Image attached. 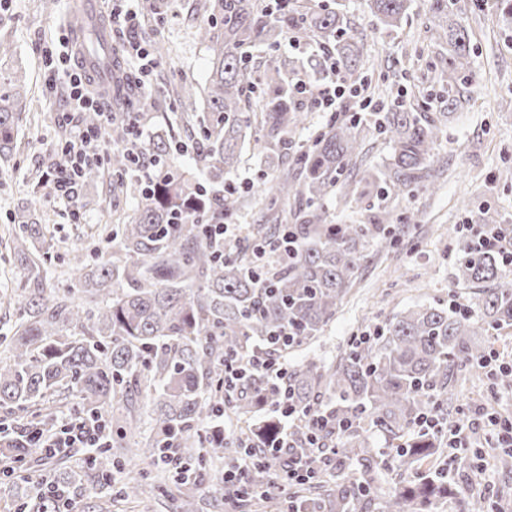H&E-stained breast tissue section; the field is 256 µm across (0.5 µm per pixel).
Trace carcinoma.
Segmentation results:
<instances>
[{"label":"carcinoma","mask_w":512,"mask_h":512,"mask_svg":"<svg viewBox=\"0 0 512 512\" xmlns=\"http://www.w3.org/2000/svg\"><path fill=\"white\" fill-rule=\"evenodd\" d=\"M411 0H366L386 30L408 20ZM429 31L448 45V58L435 71L448 93V111L429 102L405 105L394 99L385 111L361 115L346 107L293 149L290 135L309 123L297 84L288 80L274 56H263L289 37L336 56L353 79L367 66L364 39L347 34L339 6L304 8L298 0L275 9L261 0H196L206 21L196 36L211 52L203 89L205 115L181 117L185 139L159 134L136 144L146 112H128L112 122L108 164L124 191L123 175L146 170L137 181L136 204L122 224H105L97 241L109 257L94 265L79 262L75 284L50 288L42 275L48 259V227L42 216L22 214L6 229L7 243L29 270L20 289H0V312L13 319L0 333L7 353L0 360V412L12 416L43 410L40 429L58 427L56 405L73 401L78 412L104 422L108 444L69 469L26 477V493L16 512H86L84 480L100 483L112 472L128 471L119 496L135 499L140 466L170 463V452L190 461L198 448L232 463L246 445L266 448L282 440L303 455L311 478L288 492L287 512H434V505L461 495L441 469L419 470L444 453V440L417 422L453 399L455 370L480 375L487 346L476 337L488 329L512 328V268L503 263L512 248V225L495 211L479 220L503 232L498 248L477 249L456 242L455 279L479 287L477 310L450 309L440 302L411 306L389 319L367 343L352 341L340 357L325 363L310 358L287 369L284 379L298 412H321L328 420L312 448L307 430L290 428L281 414L278 383L246 373L224 395V366L270 349V340L293 335L288 353L308 347L336 319L353 287L361 262L372 248L393 250L386 232L391 203L416 190L432 192L442 174L438 145L448 116L462 104L470 64L465 9L457 0H427ZM252 48L262 56L247 63ZM261 86L259 110L247 100L251 73ZM17 76L0 71V162L19 151L18 126L26 98ZM192 85L170 84L171 108L193 95ZM261 133L268 166L277 175L265 195V223L248 225L236 240L206 235L204 227L224 220L255 184L240 187L224 173L240 164L241 148L252 131ZM382 137L391 151L374 166H363L371 139ZM200 151L204 179L172 164L176 153ZM339 190L364 204L357 224H333L324 200ZM293 203V223H280V208ZM262 419L245 432L224 435V412ZM0 418V455L28 463L45 449ZM393 440L391 462L409 473L390 492L373 491L378 469L387 465L372 454L366 426ZM123 450L115 460L113 447ZM365 462L352 477L350 458ZM281 465L275 455L259 458L247 473L261 488ZM199 486L178 488L175 512H185Z\"/></svg>","instance_id":"obj_1"}]
</instances>
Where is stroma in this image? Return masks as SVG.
Segmentation results:
<instances>
[{"mask_svg": "<svg viewBox=\"0 0 512 512\" xmlns=\"http://www.w3.org/2000/svg\"><path fill=\"white\" fill-rule=\"evenodd\" d=\"M72 0H55L44 6L42 0H10L0 9V34L11 39L17 52L0 60V68L16 70L22 76L30 118L19 131L21 149L9 165L0 168V231L27 208L38 209L50 219L52 259L46 265L47 282L55 284L58 275L69 271L75 251L86 249L98 225L111 223L117 216L130 214L131 195L110 191L111 172L102 179L83 185L78 198L62 201L41 187L43 174L55 168L61 145L70 128L62 120L66 108L64 89L48 93L45 49L55 47L68 32L63 18ZM352 32L366 36L365 48L376 63L368 77L378 86L380 103H388L400 93L412 103L431 94V105L440 108L438 85L431 80L428 61L442 48L426 38V0H412L406 25L386 33L368 13L365 0H342ZM139 26L128 35L113 34V54L122 72L136 64L127 56V41L169 46L168 54L158 56L148 82L150 99L134 96L132 104L112 101L114 112L133 110L151 115L144 135L168 132L173 111L163 103L162 92L169 83L205 85L210 70V53L194 36L200 19L192 0H136ZM502 0H481L476 17L467 28L472 52L466 82L468 105L455 113L441 138L439 152L447 168L432 195L421 192L394 201L392 234L401 241L398 252L387 254L371 250L363 261L357 284L339 308L335 320L309 350L289 356L290 364L306 359L308 353L326 358L339 355L363 331L383 325L394 314L417 302L438 300L476 305L478 291L457 284L454 277L456 242L449 230L467 234L479 206L497 211L512 223V111L501 105L512 96V22L503 18ZM492 400L494 408L512 416V384L491 386L489 380H457L455 409L447 418H458V405ZM484 424L476 422L451 448L445 460L449 475L460 478L465 489L481 492L490 487L496 502L512 504V467L503 468L486 458L483 472H476L466 452L467 446L484 445ZM172 468L152 470L144 484V506L114 503L108 489L91 484L88 503L97 512H172L170 500L160 489L175 487Z\"/></svg>", "mask_w": 512, "mask_h": 512, "instance_id": "obj_1", "label": "stroma"}]
</instances>
